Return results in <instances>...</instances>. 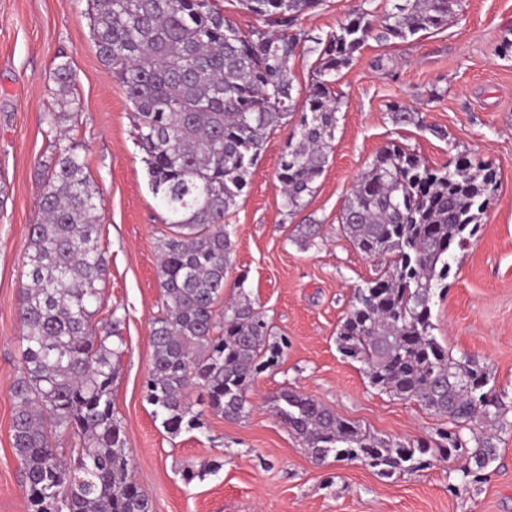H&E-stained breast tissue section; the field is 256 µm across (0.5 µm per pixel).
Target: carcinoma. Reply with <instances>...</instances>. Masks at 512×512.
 <instances>
[{
	"mask_svg": "<svg viewBox=\"0 0 512 512\" xmlns=\"http://www.w3.org/2000/svg\"><path fill=\"white\" fill-rule=\"evenodd\" d=\"M266 29L243 33L224 19L218 0H90L99 57L125 88L137 118L136 145L149 184L166 213L160 240L163 307L151 325L152 363L145 398L171 434L204 428L209 410L229 420L248 413L255 376L275 366L283 347L268 341L263 316L243 293L224 300L232 241L225 214L237 204L266 139L295 115L289 61L301 44L298 22L320 0H239ZM381 15L353 11L315 41L316 79L298 120V137L282 155L277 179L284 206L301 208L329 162L340 110L330 85L371 34L412 38L445 28L462 0H391ZM64 92L70 62L54 67ZM75 110L48 113L64 133ZM79 145L57 149L29 226L27 283L20 313L24 368L12 388V448L23 466L29 512H152L133 479L131 459L112 406L121 319L92 323L106 259L98 245L97 191ZM498 172L463 157L432 167L390 142L345 200L343 232L383 273L356 289L336 336L339 352L359 361L372 386L414 400L451 425L441 443L393 442L362 429L310 396L283 390L272 409L316 459L359 460L386 477L413 474L439 455H462L460 484L489 467L493 434L463 431L484 421L512 427L476 359L454 358L433 335L431 304L448 287L450 258L479 231L496 196ZM200 389L195 412L186 402ZM77 436L74 465L53 438Z\"/></svg>",
	"mask_w": 512,
	"mask_h": 512,
	"instance_id": "obj_1",
	"label": "carcinoma"
}]
</instances>
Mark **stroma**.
I'll use <instances>...</instances> for the list:
<instances>
[{
  "instance_id": "35a3bbf8",
  "label": "stroma",
  "mask_w": 512,
  "mask_h": 512,
  "mask_svg": "<svg viewBox=\"0 0 512 512\" xmlns=\"http://www.w3.org/2000/svg\"><path fill=\"white\" fill-rule=\"evenodd\" d=\"M388 7V0H321L298 27L305 39H323L349 11ZM505 36L512 38V0H463L447 28L417 39L368 38L336 76L341 108L332 152L297 211L283 206L276 178L297 129L284 124L268 137L224 218L233 242L224 292L244 288L287 346L279 364L252 383L245 417L210 412L203 432L175 435L145 399L151 322L162 306L164 211L148 185L134 111L97 53L89 0H0V512H28L11 445V391L22 371L19 295L28 227L55 156L44 116L57 107L52 72L62 54L75 74L67 98L78 112L68 135L82 145L102 199L107 274L95 321L112 314L121 320L113 409L154 512H512V428L499 431L498 456L482 480L459 490L451 459L391 478L354 461L315 460L271 409L272 396L289 389L375 435L439 440L437 416L375 389L361 363L336 347L355 288L381 267L344 236L342 208L353 183L393 140L434 166L465 153L498 169L497 195L476 237L454 251L450 286L435 299L432 321L453 357L468 354L487 367L495 393L512 408V58L497 53ZM398 106L415 110L418 124L395 125L391 111ZM304 224L320 225L321 245L296 244ZM186 467L199 473L189 484L181 476Z\"/></svg>"
}]
</instances>
